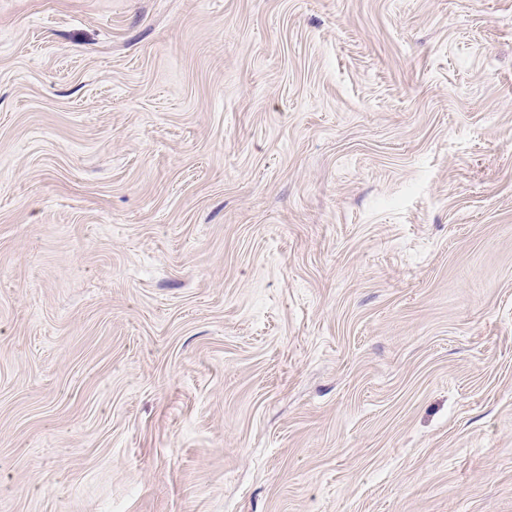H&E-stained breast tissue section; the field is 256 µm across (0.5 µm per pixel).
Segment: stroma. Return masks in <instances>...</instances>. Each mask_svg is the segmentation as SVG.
Wrapping results in <instances>:
<instances>
[{
	"instance_id": "1",
	"label": "stroma",
	"mask_w": 512,
	"mask_h": 512,
	"mask_svg": "<svg viewBox=\"0 0 512 512\" xmlns=\"http://www.w3.org/2000/svg\"><path fill=\"white\" fill-rule=\"evenodd\" d=\"M0 512H512V0H0Z\"/></svg>"
}]
</instances>
